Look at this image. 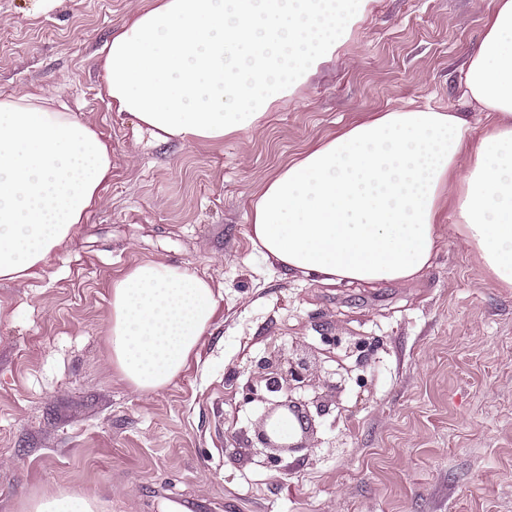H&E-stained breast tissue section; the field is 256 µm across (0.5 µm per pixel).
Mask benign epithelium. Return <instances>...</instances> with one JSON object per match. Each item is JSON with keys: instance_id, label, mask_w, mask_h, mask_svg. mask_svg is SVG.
I'll list each match as a JSON object with an SVG mask.
<instances>
[{"instance_id": "7a95c632", "label": "benign epithelium", "mask_w": 512, "mask_h": 512, "mask_svg": "<svg viewBox=\"0 0 512 512\" xmlns=\"http://www.w3.org/2000/svg\"><path fill=\"white\" fill-rule=\"evenodd\" d=\"M257 368L259 375L248 379L244 387V402L262 406L253 448L262 463L273 466L281 461V453L306 448L304 438L315 429L314 416L328 414L330 401L318 392L310 363L294 352L264 357ZM285 418L297 424L301 440L279 434V422Z\"/></svg>"}]
</instances>
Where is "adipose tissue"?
I'll list each match as a JSON object with an SVG mask.
<instances>
[{"mask_svg":"<svg viewBox=\"0 0 512 512\" xmlns=\"http://www.w3.org/2000/svg\"><path fill=\"white\" fill-rule=\"evenodd\" d=\"M371 0H154L102 48L116 111L158 141H217L258 126L331 60ZM484 113L397 109L352 124L289 161L252 204L264 258L328 284L416 279L450 229L481 272L512 288V0H495L462 82ZM471 148L467 166L458 158ZM112 151L89 124L40 95L0 97V280L28 277L100 200ZM210 282L148 260L115 279L112 365L142 394L183 370L216 309ZM73 493L21 512H100Z\"/></svg>","mask_w":512,"mask_h":512,"instance_id":"ef3b65f1","label":"adipose tissue"}]
</instances>
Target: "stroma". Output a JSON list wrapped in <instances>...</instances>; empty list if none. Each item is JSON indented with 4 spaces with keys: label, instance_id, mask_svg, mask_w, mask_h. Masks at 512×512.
I'll return each mask as SVG.
<instances>
[{
    "label": "stroma",
    "instance_id": "1",
    "mask_svg": "<svg viewBox=\"0 0 512 512\" xmlns=\"http://www.w3.org/2000/svg\"><path fill=\"white\" fill-rule=\"evenodd\" d=\"M149 0H0V94L65 104L112 148L99 203L33 276L0 282V512L59 490L102 512H512V288L443 237L425 276L371 288L284 273L252 203L289 160L404 106L461 111L493 0H372L350 38L258 129L156 142L112 109L99 52ZM145 260L209 278L186 370L134 392L112 366L114 279ZM352 369L308 449L248 446L256 361Z\"/></svg>",
    "mask_w": 512,
    "mask_h": 512
}]
</instances>
